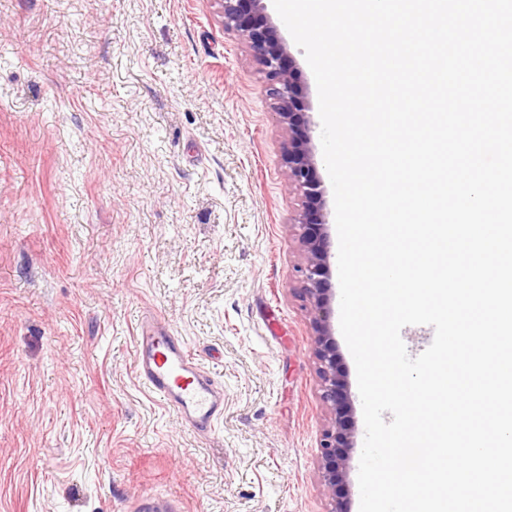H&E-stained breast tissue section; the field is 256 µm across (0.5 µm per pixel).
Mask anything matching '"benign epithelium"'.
<instances>
[{
    "label": "benign epithelium",
    "mask_w": 512,
    "mask_h": 512,
    "mask_svg": "<svg viewBox=\"0 0 512 512\" xmlns=\"http://www.w3.org/2000/svg\"><path fill=\"white\" fill-rule=\"evenodd\" d=\"M222 18L224 32L245 41L262 63L270 81L274 114L288 132L283 142L287 164L286 179L289 191L302 199V208L292 218L304 251L300 268L304 296L313 306V351L320 381L321 399L330 413L320 448L319 473L326 495L331 499V512H346L337 499L336 489L343 484L347 471L346 449L353 447L348 418L351 404L346 394L343 376L336 368V342L329 317L327 280L330 275L329 244L324 224L313 218L310 206L321 202V180L317 162L309 142L296 138L294 127L300 104L294 87L291 67L285 64L287 46L256 24V15L265 12L264 0H213Z\"/></svg>",
    "instance_id": "obj_1"
}]
</instances>
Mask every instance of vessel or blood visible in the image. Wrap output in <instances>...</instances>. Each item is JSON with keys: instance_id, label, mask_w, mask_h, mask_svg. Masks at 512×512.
<instances>
[{"instance_id": "b4317fda", "label": "vessel or blood", "mask_w": 512, "mask_h": 512, "mask_svg": "<svg viewBox=\"0 0 512 512\" xmlns=\"http://www.w3.org/2000/svg\"><path fill=\"white\" fill-rule=\"evenodd\" d=\"M135 345L136 374L148 392L195 433H211L224 415L223 385L161 323H141Z\"/></svg>"}]
</instances>
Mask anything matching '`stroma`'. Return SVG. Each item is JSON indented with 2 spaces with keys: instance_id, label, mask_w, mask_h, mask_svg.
<instances>
[{
  "instance_id": "35a3bbf8",
  "label": "stroma",
  "mask_w": 512,
  "mask_h": 512,
  "mask_svg": "<svg viewBox=\"0 0 512 512\" xmlns=\"http://www.w3.org/2000/svg\"><path fill=\"white\" fill-rule=\"evenodd\" d=\"M265 19L321 151L304 52ZM284 136L212 0H0V512H328ZM144 319L223 383L210 436L136 379ZM336 346L359 512L362 403Z\"/></svg>"
}]
</instances>
